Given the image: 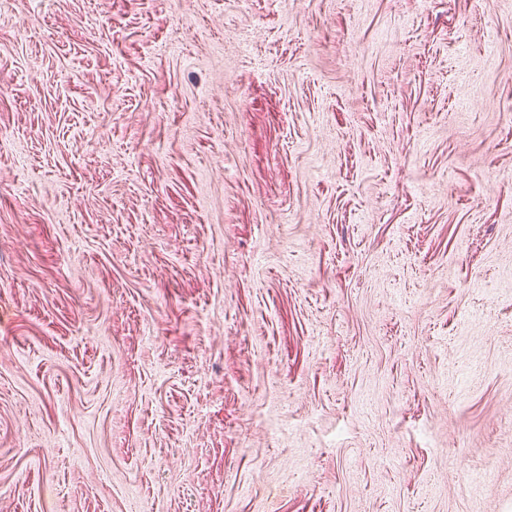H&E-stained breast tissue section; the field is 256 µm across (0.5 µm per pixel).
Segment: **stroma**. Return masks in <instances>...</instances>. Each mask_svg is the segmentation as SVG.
I'll use <instances>...</instances> for the list:
<instances>
[{
	"instance_id": "obj_1",
	"label": "stroma",
	"mask_w": 512,
	"mask_h": 512,
	"mask_svg": "<svg viewBox=\"0 0 512 512\" xmlns=\"http://www.w3.org/2000/svg\"><path fill=\"white\" fill-rule=\"evenodd\" d=\"M0 512H512V0H0Z\"/></svg>"
}]
</instances>
